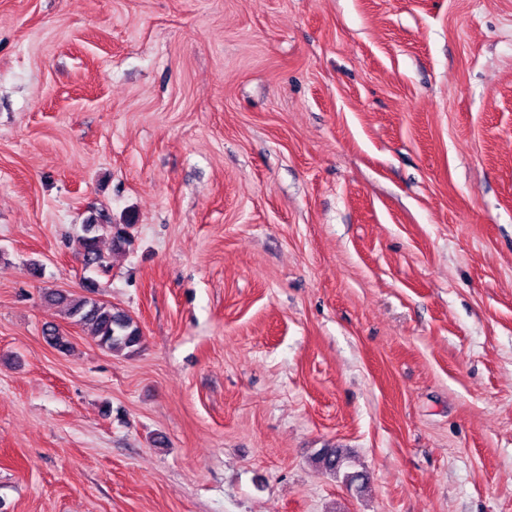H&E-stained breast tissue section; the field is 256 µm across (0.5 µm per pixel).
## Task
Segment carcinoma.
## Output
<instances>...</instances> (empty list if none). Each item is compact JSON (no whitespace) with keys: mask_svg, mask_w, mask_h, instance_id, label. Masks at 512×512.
Returning a JSON list of instances; mask_svg holds the SVG:
<instances>
[{"mask_svg":"<svg viewBox=\"0 0 512 512\" xmlns=\"http://www.w3.org/2000/svg\"><path fill=\"white\" fill-rule=\"evenodd\" d=\"M112 234V246L120 248L127 242L126 230L116 228L105 215L91 217L82 225V234L75 240V251L88 268L105 272L110 267V256L106 255L100 242L104 234ZM85 294L72 297L58 292H50L46 297L63 309L66 318L91 329L98 338V345L110 352H133L142 343V332L134 320L124 311L98 298L100 284L88 278L84 281ZM316 459L322 467L333 473L343 474L344 479L353 483L363 479L360 472H349V460L335 448H322Z\"/></svg>","mask_w":512,"mask_h":512,"instance_id":"carcinoma-1","label":"carcinoma"}]
</instances>
